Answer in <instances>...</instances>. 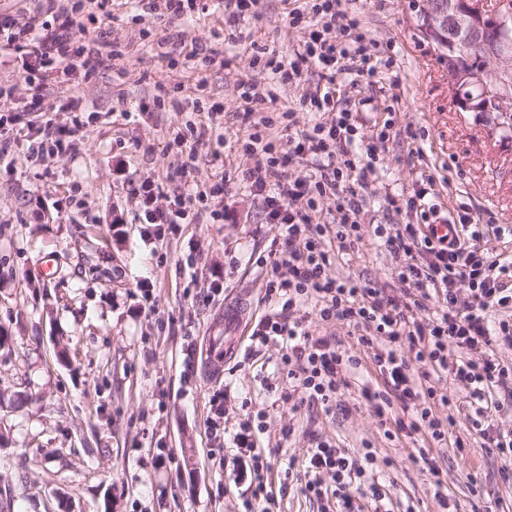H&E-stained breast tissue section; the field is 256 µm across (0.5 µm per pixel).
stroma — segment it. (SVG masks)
Listing matches in <instances>:
<instances>
[{
	"label": "stroma",
	"instance_id": "obj_1",
	"mask_svg": "<svg viewBox=\"0 0 512 512\" xmlns=\"http://www.w3.org/2000/svg\"><path fill=\"white\" fill-rule=\"evenodd\" d=\"M345 7L391 65L372 85L337 79V108L361 97L365 126L391 118L418 134L378 145L383 163L367 179L363 229L405 223L387 199L424 175L434 178L425 202L438 216L465 210L484 224L512 225V131L458 110L409 0ZM76 20L74 39L100 34L106 44L92 71L55 73L48 99L68 90L84 96L86 111L54 115L81 133L33 162L29 138L17 140L15 169L0 174V329L9 336L0 346V489H13L10 512H245L252 488L228 446L249 412L261 417L256 444L270 465L274 512H317L288 465L302 463L322 435L353 450L371 444L392 460L384 479L394 512H438L431 476L408 459L411 442L384 438L358 400L363 387L377 386L376 374L361 367L339 407L308 405L279 371L280 346L230 326L240 315L252 329L268 314L259 260L279 233L235 180L249 162L243 85L272 93L266 112L294 111L303 129L312 116L300 97L321 81L313 65L300 87L250 69L247 58L259 46L290 56L308 29L290 24L284 0H258L235 33L217 6L194 11L161 46L123 5ZM213 49L220 55L208 70L188 58ZM29 63L23 54L0 63V85L12 89L0 112L37 126L41 113L26 109ZM211 111L217 133L174 142V130ZM145 180L165 196L179 186L206 192L204 220L162 233L143 223L132 187ZM392 268L390 253L369 237L331 274L388 287ZM211 336L233 348L217 372L206 364ZM436 453L458 512H512V484L500 478L512 457L486 455L476 439L465 451Z\"/></svg>",
	"mask_w": 512,
	"mask_h": 512
}]
</instances>
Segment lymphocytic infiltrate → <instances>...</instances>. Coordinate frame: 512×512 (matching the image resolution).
Listing matches in <instances>:
<instances>
[{
  "instance_id": "1",
  "label": "lymphocytic infiltrate",
  "mask_w": 512,
  "mask_h": 512,
  "mask_svg": "<svg viewBox=\"0 0 512 512\" xmlns=\"http://www.w3.org/2000/svg\"><path fill=\"white\" fill-rule=\"evenodd\" d=\"M136 11L166 31L193 9V0H129ZM291 24H304L311 33L293 51L291 60L267 50L253 55L250 67L280 73L299 81L303 67L316 63L324 72L323 87L305 93L308 111L320 113L334 102L336 78L354 76L370 82L378 75L375 40L366 36L358 18L342 19L338 0H317L310 10L289 11ZM69 22L50 28L29 20L18 25L0 22V55L28 53L25 78L31 108L43 105L50 70L74 69L86 47H72ZM289 133L288 151L280 153L272 134L271 116L258 115L243 144L251 158L236 179L263 205L267 223L280 233L263 262L265 299L272 313L253 331L260 343L281 345V371L300 401L331 408L349 386L363 360H370L383 386L362 389L386 439L447 440L459 406L469 410L471 430L489 454L512 455V429L496 427L494 413L512 403V362L499 358L512 350V257L493 253L489 236H512V227L478 223L472 214L438 232L424 199L428 189L416 181L412 189L390 204L405 210L404 224H378L373 235L383 241L394 261L399 294L371 283L332 277L342 257L354 254L363 235L359 215L366 187L362 174L374 171L377 143L389 140L393 121L365 131L358 113L345 108L331 121H315L295 130L293 113L282 115ZM311 161L308 178L272 180L275 168L290 158ZM144 223L196 224L201 210L188 193L159 205L152 183L135 187ZM333 202L338 215L334 236L316 223L323 201ZM341 325L353 336L360 354L342 349L324 337L310 335L307 323ZM450 389L441 390L439 382ZM380 466L371 448L354 453L324 437L314 438L304 459L305 496L321 505L320 512H391V499L377 474Z\"/></svg>"
}]
</instances>
